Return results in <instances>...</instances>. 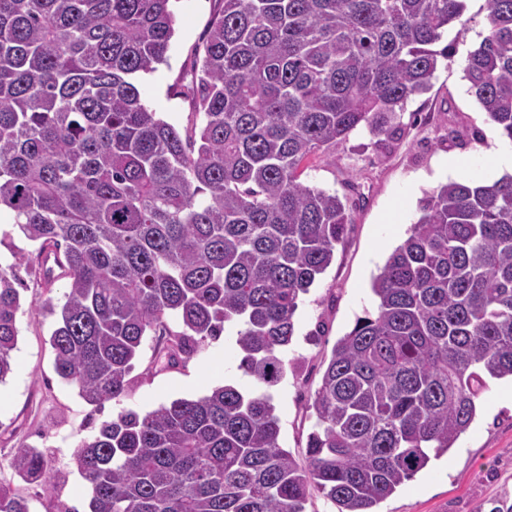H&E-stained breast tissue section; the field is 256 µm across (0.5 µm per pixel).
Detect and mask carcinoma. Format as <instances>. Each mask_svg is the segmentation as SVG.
Returning a JSON list of instances; mask_svg holds the SVG:
<instances>
[{
	"instance_id": "1",
	"label": "carcinoma",
	"mask_w": 512,
	"mask_h": 512,
	"mask_svg": "<svg viewBox=\"0 0 512 512\" xmlns=\"http://www.w3.org/2000/svg\"><path fill=\"white\" fill-rule=\"evenodd\" d=\"M172 0H0V207L37 247L55 371L98 408L128 389L149 336L167 369L239 322L226 384L100 423L71 454L89 512H337L378 505L473 423L491 380H512V176L442 184L371 281L376 309L336 341L308 403L300 464L279 443L269 389L285 376L298 299L332 263L351 217L304 165L359 126L396 133L452 57L464 0H222L192 79L200 122L144 103L166 62ZM464 77L512 140V0H486ZM24 254L0 266V382L12 370ZM182 325L171 332L165 318ZM18 477L54 492L46 452ZM0 512H31L0 483Z\"/></svg>"
}]
</instances>
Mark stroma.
Listing matches in <instances>:
<instances>
[{"mask_svg": "<svg viewBox=\"0 0 512 512\" xmlns=\"http://www.w3.org/2000/svg\"><path fill=\"white\" fill-rule=\"evenodd\" d=\"M465 4V32L444 35L452 57L437 69L430 90L408 102L401 132L388 139L357 128L301 176L305 184L345 197L352 222L332 264L299 297L287 374L273 390L280 444L294 457H303L306 437L316 427L307 402L321 383L332 348L358 317L375 310L371 279L408 237L420 198L449 181L489 185L499 178L495 156L505 139L469 94L463 72L468 53L486 33L485 0ZM222 6V0H174L175 35L167 60L140 76L145 104L176 126L189 125L194 115L190 102L175 95V85L190 79L195 52ZM20 276L25 288L13 371L0 383V483L27 498L31 512H46L47 501L40 486L14 473L11 459L18 448L48 449L55 465L64 468L79 440L121 411L144 414L224 384L244 390L252 386L239 367L233 337L206 341L186 361L161 372L153 365L155 342L150 339L134 363L126 394L93 411L57 376L49 342L53 320L39 311L46 299L62 297L65 280L48 288L34 273L24 270ZM478 406L476 420L448 456L407 481L381 503L380 512H490L492 500L512 497V383L490 382Z\"/></svg>", "mask_w": 512, "mask_h": 512, "instance_id": "35a3bbf8", "label": "stroma"}]
</instances>
